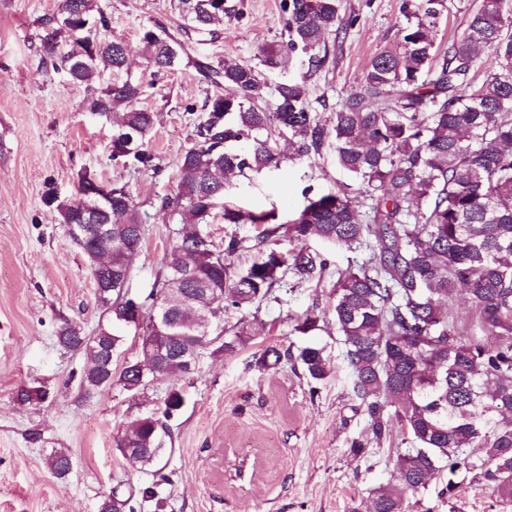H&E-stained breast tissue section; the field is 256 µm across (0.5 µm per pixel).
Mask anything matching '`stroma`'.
<instances>
[{
    "instance_id": "35a3bbf8",
    "label": "stroma",
    "mask_w": 512,
    "mask_h": 512,
    "mask_svg": "<svg viewBox=\"0 0 512 512\" xmlns=\"http://www.w3.org/2000/svg\"><path fill=\"white\" fill-rule=\"evenodd\" d=\"M404 2L342 0L341 18L349 26L328 36L324 65L312 71L305 56H284L283 71L265 72L268 85L303 81L313 115L328 123L359 90L372 59L398 44ZM98 4L111 18L108 37L128 48L129 65L119 77L150 87L135 106L156 115L149 149L164 169L161 176L112 166L111 117L88 112L85 86L46 68L40 21L56 12L57 0H0V512H96L114 487L157 485L152 470L119 455L115 439L132 419L161 410L174 388L185 403L168 422L170 481L157 485L165 507L142 499L136 512H368L371 493L390 479L405 436L396 428L372 442L356 411L330 311L338 272L367 261L368 250L310 239L309 252L326 260V268L287 274L266 299L225 312V335L242 329L247 341L230 354H203L192 376L172 374L136 392L117 384L91 394L81 389L85 359L60 346L55 331L66 318L93 332L102 310L83 251L46 196L73 201L85 171L130 191L145 235L127 286L148 294L181 227L162 200L194 137L197 117L185 106L202 103L210 88L195 60L256 65L263 49L288 40L283 0H226L229 14L210 34L185 29L178 0ZM157 23L189 51L162 74L148 63L141 41ZM349 182L328 145L321 155L286 158L279 169L241 179L225 197L255 213L275 212L277 223L285 224L303 208L307 191L336 192ZM311 309L320 317L314 339L333 367L320 383L292 358L309 340L294 331L293 319ZM268 349L283 357L265 368L258 359ZM39 384L49 392L44 402L17 401L20 389ZM355 439L367 444V457L352 455ZM56 448L73 462L63 479L47 465ZM440 487L435 479L427 492L409 497V512H507L476 473L467 474L454 496H439Z\"/></svg>"
}]
</instances>
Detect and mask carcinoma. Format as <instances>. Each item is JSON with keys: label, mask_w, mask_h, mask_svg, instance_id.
Here are the masks:
<instances>
[{"label": "carcinoma", "mask_w": 512, "mask_h": 512, "mask_svg": "<svg viewBox=\"0 0 512 512\" xmlns=\"http://www.w3.org/2000/svg\"><path fill=\"white\" fill-rule=\"evenodd\" d=\"M445 0H406L401 42L377 55L363 75L360 91L333 113L330 125L309 112L303 84L287 80L275 88L272 107L261 109L267 82L263 73L242 61L221 68L198 61L202 75L232 89L205 97L192 146L181 157L172 193L162 206L172 207L183 227L163 260L158 287L140 302L144 331L168 344L163 359L141 343L136 359L120 372L109 356L125 340L123 278L129 260L142 247L144 227L134 198L125 187H109L112 206L98 208L87 194L92 179L80 178V197L58 205L61 223L112 225V270L99 268L102 245L87 240L82 250L92 276L110 287L96 293L105 323L87 336L79 324L64 320L58 343L86 357L80 387L95 391L117 382L128 391L145 387L141 365L162 361L165 373L192 374L181 357L182 339L212 331L198 353L232 352L244 332L213 334L221 313L266 297L286 267L310 274L326 262L304 248L312 236L336 247L372 243V257L339 274L332 290V316L344 345L343 361L373 438L389 435L398 424L414 446L398 448L393 480L372 493L370 512H407L406 495L427 490L441 480L442 492L454 493L461 471H481L492 493L512 502V8L507 0H477L467 13L464 33L435 49L433 30ZM179 9L201 32L223 22L224 0H179ZM341 0H283L288 32L286 50L322 64L325 38L339 32ZM110 18L96 0H60L57 14L41 20V45L55 71L86 85L88 108L118 116L113 125L109 161L162 174L153 163L146 139L155 115L130 104L145 88L125 80L102 89L92 86L100 67L125 69L127 49L106 37ZM69 50L56 56L61 40ZM147 59L163 71L173 65L181 41L157 23L142 36ZM497 66L482 83L474 73L484 56ZM290 135L291 158L321 154L326 143L337 165L363 187V203L345 194L327 193L307 200L290 222L263 231L291 235L296 248L286 254L269 248L241 269L227 259L249 251L244 240L229 238L217 246L203 226L222 209L226 224H266L270 212L257 216L225 203V191L247 173L277 168L281 153L273 130ZM462 290L471 303L470 324L461 328L448 316V300ZM169 302L171 319L153 323L157 299ZM305 372L323 380L332 372L324 347L315 342L299 354ZM48 397L41 387L17 393L21 404ZM184 405L180 390L170 391L161 414L128 422L115 439L127 460L160 467L172 441L166 420ZM58 478L71 471L64 449L48 456ZM157 496L156 486L139 492ZM133 491L112 489L99 503L101 512H135Z\"/></svg>", "instance_id": "1"}]
</instances>
